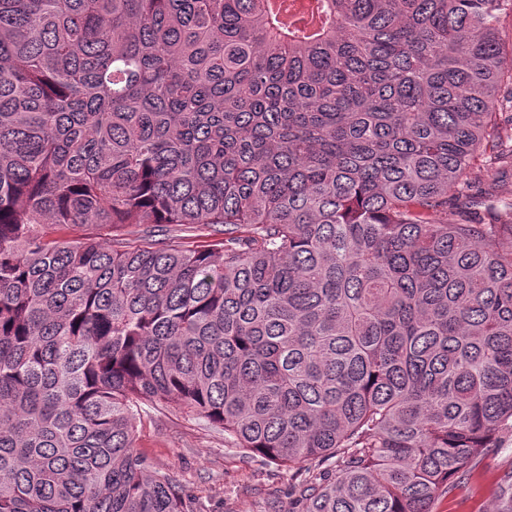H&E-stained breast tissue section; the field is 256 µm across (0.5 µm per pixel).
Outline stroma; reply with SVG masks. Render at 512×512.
<instances>
[{
  "mask_svg": "<svg viewBox=\"0 0 512 512\" xmlns=\"http://www.w3.org/2000/svg\"><path fill=\"white\" fill-rule=\"evenodd\" d=\"M469 189L484 196L512 194V157L478 149L467 169ZM137 449L149 467L167 473L192 499L196 512H289L287 470L250 457L205 419L168 407L146 406ZM512 472V436L482 457L472 474L433 512H494L496 483Z\"/></svg>",
  "mask_w": 512,
  "mask_h": 512,
  "instance_id": "obj_1",
  "label": "stroma"
}]
</instances>
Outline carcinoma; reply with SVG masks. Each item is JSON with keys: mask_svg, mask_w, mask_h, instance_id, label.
<instances>
[{"mask_svg": "<svg viewBox=\"0 0 512 512\" xmlns=\"http://www.w3.org/2000/svg\"><path fill=\"white\" fill-rule=\"evenodd\" d=\"M294 7L0 0V512H194L144 402L292 512H432L512 435V200L465 193L512 0Z\"/></svg>", "mask_w": 512, "mask_h": 512, "instance_id": "cac0c4a2", "label": "carcinoma"}]
</instances>
